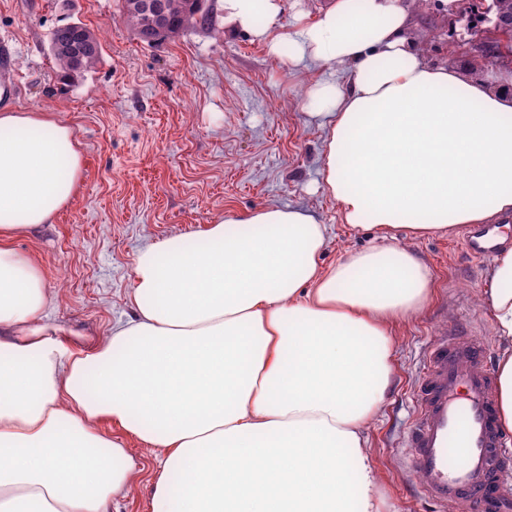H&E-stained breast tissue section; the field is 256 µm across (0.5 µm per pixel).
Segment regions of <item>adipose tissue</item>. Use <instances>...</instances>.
<instances>
[{
  "instance_id": "adipose-tissue-1",
  "label": "adipose tissue",
  "mask_w": 512,
  "mask_h": 512,
  "mask_svg": "<svg viewBox=\"0 0 512 512\" xmlns=\"http://www.w3.org/2000/svg\"><path fill=\"white\" fill-rule=\"evenodd\" d=\"M223 8L288 67L350 68L348 85L308 90L326 130L321 188L383 243L325 267L327 227L306 210L218 219L202 247H142L134 318L84 348L81 332L48 323L43 273L10 244L72 202L79 144L47 113L0 110V512H109L136 463L96 432L103 417L164 449L153 512H380L366 424L392 377L390 325L432 286L385 240L395 227L422 238L512 219V83L428 63L403 0H334L314 21L295 14L286 36L283 0ZM490 280L512 433V248Z\"/></svg>"
}]
</instances>
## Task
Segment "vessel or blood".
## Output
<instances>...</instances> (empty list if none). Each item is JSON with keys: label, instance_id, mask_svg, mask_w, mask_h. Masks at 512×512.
I'll return each instance as SVG.
<instances>
[{"label": "vessel or blood", "instance_id": "obj_1", "mask_svg": "<svg viewBox=\"0 0 512 512\" xmlns=\"http://www.w3.org/2000/svg\"><path fill=\"white\" fill-rule=\"evenodd\" d=\"M474 259L495 250L488 228L471 230ZM414 418L402 437L409 469L441 512H512V437L503 433L484 341L452 323L424 351Z\"/></svg>", "mask_w": 512, "mask_h": 512}]
</instances>
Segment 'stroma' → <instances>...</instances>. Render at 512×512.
<instances>
[{
	"mask_svg": "<svg viewBox=\"0 0 512 512\" xmlns=\"http://www.w3.org/2000/svg\"><path fill=\"white\" fill-rule=\"evenodd\" d=\"M411 37L431 64L475 80L483 72L466 51L456 0H406ZM214 26L147 43L122 21L120 0H0V108L46 112L73 127L83 175L55 223L12 245L41 267L53 298L48 319L105 339L131 319L134 258L171 235L195 243L210 221L261 206H292L328 226L321 257L329 266L374 244V232L342 224L336 202L319 191L326 131L309 117L306 90L324 70L295 71L248 33L224 28L221 0H208ZM80 23L99 34L102 53L84 73L64 76L52 32ZM398 245L428 266L424 308L394 328L391 386L367 428L369 461L379 476L381 512H439L404 464L401 436L413 417L414 380L426 343L448 319L469 323L492 353L501 341L485 301L491 262L466 255L461 230L423 238L396 230ZM137 464L111 512H151L150 479L162 451L123 436Z\"/></svg>",
	"mask_w": 512,
	"mask_h": 512,
	"instance_id": "obj_1",
	"label": "stroma"
}]
</instances>
